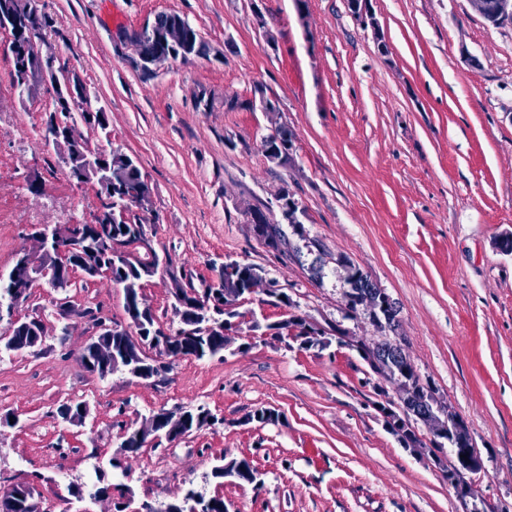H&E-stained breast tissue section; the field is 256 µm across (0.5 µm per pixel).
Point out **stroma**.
Listing matches in <instances>:
<instances>
[{
  "mask_svg": "<svg viewBox=\"0 0 512 512\" xmlns=\"http://www.w3.org/2000/svg\"><path fill=\"white\" fill-rule=\"evenodd\" d=\"M53 19L42 50L78 73L107 128L81 125L89 147L120 146L152 187V245L170 271L145 281L159 323L176 329L175 286L203 289L222 263L260 265L291 306L239 305L222 356L172 361L150 380L89 373L80 356L99 329L88 313L125 322L121 286L103 276L57 291L37 282L15 309L47 325L43 342L0 355V494L33 483L42 512L160 506L193 488L233 512H512V23H487L469 0H372L377 28L347 0H40ZM161 12L184 16L208 57L166 62L151 78L115 45ZM387 52H380L379 42ZM0 53V271L44 224L88 223L98 187L77 184L63 145L48 139L51 95L20 101ZM239 108L230 110L226 98ZM267 97L275 111L249 109ZM289 159L269 162L280 126ZM37 178L40 193L28 191ZM288 188L301 210L286 255L254 235L250 212L282 223ZM386 293L394 330L348 314L346 264ZM322 327L329 346L253 335L252 320L291 315ZM399 335L421 381L467 424L484 470L473 497L444 477L451 453L403 447L377 404L396 399L356 346ZM85 402L82 422L65 419ZM206 406L214 424L124 452L127 432L159 410ZM275 410L276 421L252 415ZM248 457L261 490L216 485L215 460ZM124 474L114 477L112 458ZM108 503L93 501L97 482Z\"/></svg>",
  "mask_w": 512,
  "mask_h": 512,
  "instance_id": "stroma-1",
  "label": "stroma"
}]
</instances>
